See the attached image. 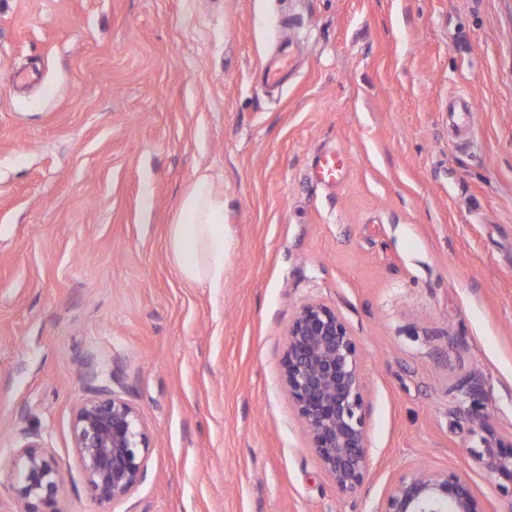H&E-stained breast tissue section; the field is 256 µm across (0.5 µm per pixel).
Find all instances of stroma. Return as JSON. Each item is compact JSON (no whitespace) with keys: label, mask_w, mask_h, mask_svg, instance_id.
Returning <instances> with one entry per match:
<instances>
[{"label":"stroma","mask_w":512,"mask_h":512,"mask_svg":"<svg viewBox=\"0 0 512 512\" xmlns=\"http://www.w3.org/2000/svg\"><path fill=\"white\" fill-rule=\"evenodd\" d=\"M326 150L348 161L332 187ZM203 173L231 243L216 292L167 244ZM309 301L358 341L352 496L281 384ZM101 385L150 440L119 503L71 437ZM478 415L512 440V0H0L1 473L33 430L66 512H377L414 467L512 512ZM346 172V157L341 152H326L317 156L315 174L326 185L338 183Z\"/></svg>","instance_id":"1"}]
</instances>
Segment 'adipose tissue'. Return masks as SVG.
<instances>
[{
  "mask_svg": "<svg viewBox=\"0 0 512 512\" xmlns=\"http://www.w3.org/2000/svg\"><path fill=\"white\" fill-rule=\"evenodd\" d=\"M167 241L184 281L223 287L229 249L224 235V194L211 176L200 175L191 184L168 227Z\"/></svg>",
  "mask_w": 512,
  "mask_h": 512,
  "instance_id": "1",
  "label": "adipose tissue"
}]
</instances>
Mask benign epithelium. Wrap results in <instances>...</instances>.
Returning a JSON list of instances; mask_svg holds the SVG:
<instances>
[{
	"instance_id": "obj_1",
	"label": "benign epithelium",
	"mask_w": 512,
	"mask_h": 512,
	"mask_svg": "<svg viewBox=\"0 0 512 512\" xmlns=\"http://www.w3.org/2000/svg\"><path fill=\"white\" fill-rule=\"evenodd\" d=\"M281 381L306 424L325 476L342 494L363 484L369 442L357 339L335 309L303 304L288 324ZM73 445L91 494L128 499L144 481L149 437L137 409L106 387L77 406ZM475 459L498 490L512 496V442L487 433ZM16 512H64L61 472L49 448L33 433L22 436L8 474ZM484 512L467 480L455 471L412 468L390 486L378 512Z\"/></svg>"
}]
</instances>
